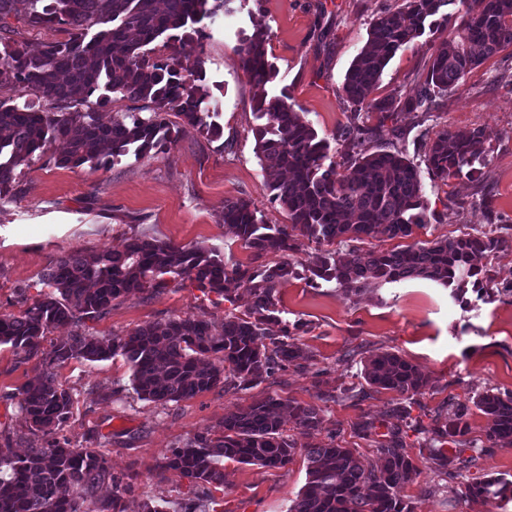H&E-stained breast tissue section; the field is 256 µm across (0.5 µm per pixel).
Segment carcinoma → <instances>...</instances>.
Returning <instances> with one entry per match:
<instances>
[{
  "label": "carcinoma",
  "instance_id": "obj_1",
  "mask_svg": "<svg viewBox=\"0 0 512 512\" xmlns=\"http://www.w3.org/2000/svg\"><path fill=\"white\" fill-rule=\"evenodd\" d=\"M213 5H208V2ZM231 0H0V87L10 86L23 102L0 100V198L10 194L18 171L48 157L60 167L104 168L130 153L144 157L167 151L180 127L189 125L208 137L223 129L214 120L202 61L192 67L194 45L205 37L199 23ZM396 10L369 22L368 39L342 83L346 102L378 113V123L397 122L403 110L430 112L438 99L459 88L461 80L485 59L512 46V0H403ZM460 3L464 19L457 34L431 47L428 69L419 92L408 98L372 97L390 60L404 45L425 33L426 22ZM13 18L31 28H63L64 41L41 45L36 53L18 45ZM268 31L262 26L240 38L238 52L257 93L253 128L256 154L268 161L266 183L272 200L287 211L288 223L267 224L241 199L224 201L220 220L231 225L242 246L259 263L227 267L204 246H174L134 236L121 251L87 253L71 250L57 256L45 270V291L19 315L0 312V344L30 359L42 355L43 369L19 389L25 427L37 437L24 453L0 448V512H126L127 476L109 469L99 448L75 449L56 431L67 421L70 394L55 381L50 368L70 359L102 361L116 354L132 369V385L143 399L166 405L217 387L249 389L290 367L302 368L312 355L297 343L308 324L283 319L280 288L292 279L313 286L336 283L349 298L407 279H427L456 290L467 283L488 293L489 269L478 256L489 257L503 240L483 233L464 234L404 248L363 250L355 243L367 238L408 237L429 223L417 166L403 150L365 143L372 129L351 123L336 135L337 148L318 136L286 96L269 95L276 77L267 59ZM179 45L178 54L157 59L149 46L160 39ZM142 101L149 114L125 112L109 121L99 108L107 94ZM57 140L64 151L47 155ZM486 134L442 131L424 144L431 174L442 181L469 175L485 160ZM340 160H333V154ZM324 247L312 265L286 259L300 239ZM353 243L345 251L332 248ZM269 254L284 259L261 262ZM204 297L214 293L235 302L245 287L251 304L241 316L231 314L216 329L199 316L146 324L110 341L78 334L40 352L52 329L96 320L112 302L144 294L159 295L185 282ZM361 377L368 388L397 395L386 432L372 421L359 434L373 439L377 460L366 466L354 449L329 441L303 448L307 481L288 512H414L397 488L417 475L405 452L404 429L425 437V447L445 469L448 481L478 465L484 450L466 455L471 410L488 419L490 446L512 444V393L490 389L472 403L448 402V414L427 427L411 418L407 404L425 394L429 379L399 353L366 351ZM288 405L296 426L307 435L323 429L322 410L311 404L283 402L268 395L224 416L219 430L206 429L163 455L157 468L186 478L193 497L177 502L178 512H210V487L224 485V460L238 464L284 468L297 450L281 431V409ZM112 483V496H98ZM448 492L474 502L501 507L512 501V480L490 478L451 486Z\"/></svg>",
  "mask_w": 512,
  "mask_h": 512
}]
</instances>
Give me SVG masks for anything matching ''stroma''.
<instances>
[{
  "label": "stroma",
  "mask_w": 512,
  "mask_h": 512,
  "mask_svg": "<svg viewBox=\"0 0 512 512\" xmlns=\"http://www.w3.org/2000/svg\"><path fill=\"white\" fill-rule=\"evenodd\" d=\"M402 0H232L230 12L204 19L206 36L194 49L202 61L204 84L221 104L218 121L224 133L211 139L192 127L160 154L127 155L97 170L63 168L35 162L22 171L14 195L0 198V311L21 314L38 297L40 279L50 261L70 250L99 252L122 249L126 240L143 235L177 246L214 249L227 266L250 263L253 253L242 247L233 229L220 221L225 200L250 202L265 223L284 224L286 212L272 202L265 172L255 154L251 129L254 87L237 52L242 32L253 25L267 28L266 53L277 70L273 95L287 94L319 137L334 139L350 124L354 109L341 96L344 75L367 41L369 22ZM462 23L453 15L447 24L427 29L403 46L385 68L375 97L409 96L423 81L428 47ZM375 144L398 141L414 163H422L420 142L442 130L483 129L488 162L472 176L442 183L421 173L423 195L432 214L425 228L414 230L407 244L495 229L506 247L488 259L496 291L478 298L465 286L460 298L450 288L426 279H409L361 297H345L336 284L312 287L291 280L280 289L288 320L308 322L300 336L314 360L288 369L247 389L209 391L166 406L137 397L132 370L123 356L90 362L72 359L54 366L53 376L69 392L72 405L63 434L76 447L104 436L113 472L133 477L126 492L127 512H140L144 500L168 507L176 492H189L188 479L160 473L156 464L170 448L216 426L225 414L275 394L322 410L327 431H338V443L355 449L364 463L375 462L372 440L358 436L360 423L384 419L394 393L380 391L363 400L341 398L359 389L362 365L358 353L383 348L400 353L431 381L430 389L411 405L412 418L430 423L449 400H467L490 388L512 392V47L486 59L449 91L429 113H402L398 123H379L370 113ZM250 302L239 288L235 303L204 299L194 287L167 288L155 297L117 300L105 317L53 329L42 350L74 333L101 339L185 316H201L213 327L228 312L243 313ZM38 358H20L10 345H0V430L9 429L10 446L23 451L31 436L22 422L18 390L37 373ZM469 442L485 447L476 468L463 482L495 476L512 478V447L486 448V418L472 413ZM282 432L299 450L286 467L224 464V485L214 489L224 512H288L307 480L301 435L290 417ZM407 453L420 474L401 485L400 498L415 502L416 512H489L450 494L448 479L424 448V438L408 432Z\"/></svg>",
  "instance_id": "obj_1"
}]
</instances>
